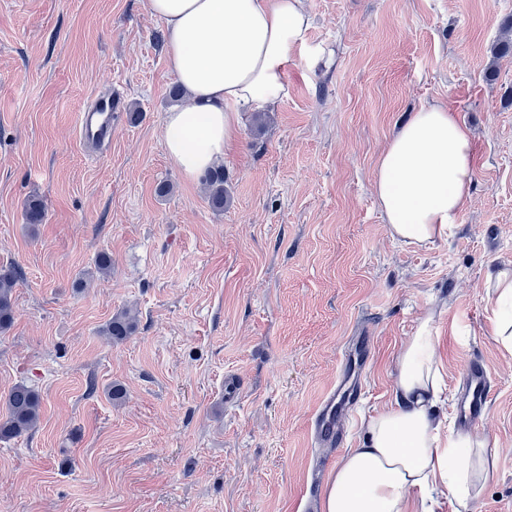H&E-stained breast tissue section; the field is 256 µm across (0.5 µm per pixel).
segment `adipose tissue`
Instances as JSON below:
<instances>
[{
    "mask_svg": "<svg viewBox=\"0 0 512 512\" xmlns=\"http://www.w3.org/2000/svg\"><path fill=\"white\" fill-rule=\"evenodd\" d=\"M164 24L168 66L188 93L168 112L167 154L188 177L223 160L241 112L288 94L285 70L305 47L312 17L304 0H148ZM472 134L455 112L421 106L390 139L373 174L374 193L393 237L432 245L447 238L471 194ZM488 285L494 334L512 349V271ZM438 330L419 320L397 359L394 400L366 422L362 447L331 472L321 512H435V496L457 489L466 512L496 472L485 440L442 431L438 415L441 367Z\"/></svg>",
    "mask_w": 512,
    "mask_h": 512,
    "instance_id": "1",
    "label": "adipose tissue"
}]
</instances>
